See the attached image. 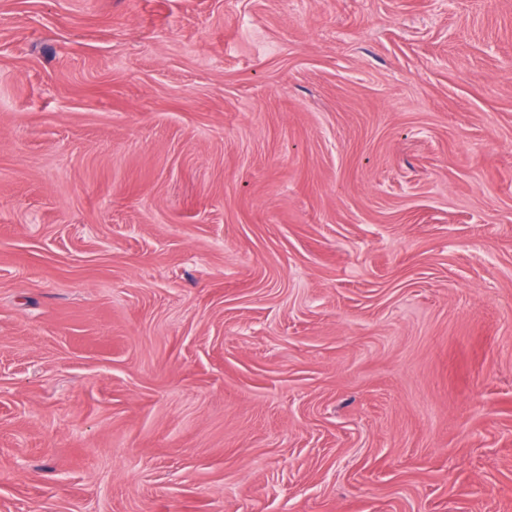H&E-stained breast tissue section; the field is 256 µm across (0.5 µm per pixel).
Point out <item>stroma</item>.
Returning <instances> with one entry per match:
<instances>
[{
    "label": "stroma",
    "mask_w": 512,
    "mask_h": 512,
    "mask_svg": "<svg viewBox=\"0 0 512 512\" xmlns=\"http://www.w3.org/2000/svg\"><path fill=\"white\" fill-rule=\"evenodd\" d=\"M0 512H512V0H0Z\"/></svg>",
    "instance_id": "obj_1"
}]
</instances>
